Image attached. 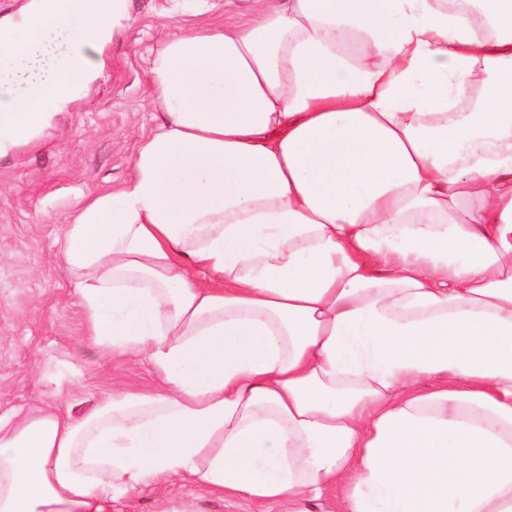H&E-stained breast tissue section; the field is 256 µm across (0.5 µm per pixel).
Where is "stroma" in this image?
Here are the masks:
<instances>
[{
	"label": "stroma",
	"mask_w": 512,
	"mask_h": 512,
	"mask_svg": "<svg viewBox=\"0 0 512 512\" xmlns=\"http://www.w3.org/2000/svg\"><path fill=\"white\" fill-rule=\"evenodd\" d=\"M225 0H128V13L105 54L101 76L41 141L0 159V414L55 403L73 417L104 393L151 392L157 375L144 357L104 354L86 336L56 240L81 199L119 185L132 171L142 137L159 115L150 67L162 36L224 19ZM173 512L200 500L203 512H276L245 496L200 499L173 480Z\"/></svg>",
	"instance_id": "1"
}]
</instances>
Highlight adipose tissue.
<instances>
[{
    "label": "adipose tissue",
    "instance_id": "adipose-tissue-1",
    "mask_svg": "<svg viewBox=\"0 0 512 512\" xmlns=\"http://www.w3.org/2000/svg\"><path fill=\"white\" fill-rule=\"evenodd\" d=\"M165 36L130 177L58 241L150 394L0 414V512L175 476L277 512H512V0H250ZM126 0L0 17V157L103 69Z\"/></svg>",
    "mask_w": 512,
    "mask_h": 512
}]
</instances>
